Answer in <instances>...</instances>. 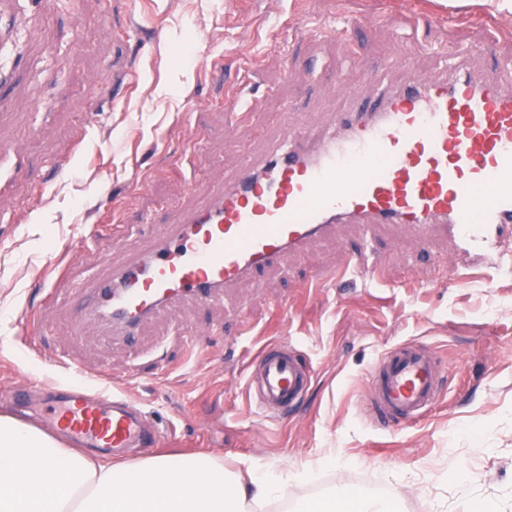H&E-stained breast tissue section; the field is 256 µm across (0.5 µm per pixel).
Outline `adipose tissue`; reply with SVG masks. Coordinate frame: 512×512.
I'll list each match as a JSON object with an SVG mask.
<instances>
[{"label": "adipose tissue", "mask_w": 512, "mask_h": 512, "mask_svg": "<svg viewBox=\"0 0 512 512\" xmlns=\"http://www.w3.org/2000/svg\"><path fill=\"white\" fill-rule=\"evenodd\" d=\"M246 469L227 472L205 452L94 458L0 415V512H267L287 502L290 474L258 460Z\"/></svg>", "instance_id": "1"}]
</instances>
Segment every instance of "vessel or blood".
Returning <instances> with one entry per match:
<instances>
[{"instance_id": "b4317fda", "label": "vessel or blood", "mask_w": 512, "mask_h": 512, "mask_svg": "<svg viewBox=\"0 0 512 512\" xmlns=\"http://www.w3.org/2000/svg\"><path fill=\"white\" fill-rule=\"evenodd\" d=\"M24 47L0 20V116L13 93ZM284 132L265 155L245 157L92 287L75 320L96 319L134 337L160 307L200 303L279 267L287 254L335 237L343 224L412 225L422 245L451 246V269L499 268L512 252V91L462 72L336 112L316 132L281 113ZM446 371L433 352L399 344L368 379L367 405L381 426L401 429L438 402ZM312 378L286 346H264L248 367L247 391L260 414L292 407ZM53 430L88 448L118 452L144 444L141 411L84 385L60 390L48 407Z\"/></svg>"}]
</instances>
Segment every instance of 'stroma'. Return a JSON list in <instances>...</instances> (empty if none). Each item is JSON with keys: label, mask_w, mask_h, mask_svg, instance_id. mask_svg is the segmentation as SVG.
<instances>
[{"label": "stroma", "mask_w": 512, "mask_h": 512, "mask_svg": "<svg viewBox=\"0 0 512 512\" xmlns=\"http://www.w3.org/2000/svg\"><path fill=\"white\" fill-rule=\"evenodd\" d=\"M165 30L146 19L128 31V0H57L20 24L30 57L15 92L27 109L0 119L16 171L0 172V415L44 427L42 407L66 382L64 365L132 397L162 441L161 453L207 452L225 470L256 459L294 472L292 499L353 487L394 496L400 512H512V267L447 273L448 245L420 255L412 228L378 232L376 280L342 285L360 230L287 255L261 286L245 282L207 306L167 304L134 339L76 324L71 313L104 269L144 248L154 220L194 204L241 151L268 147L274 115L293 109L320 127L381 91L459 65L488 78L512 60V13L482 0H155ZM329 25L361 21L342 36L274 38L300 12ZM206 37L222 70L198 72L184 44ZM132 72L134 90L115 83ZM251 90L244 116L228 114L232 83ZM71 156L69 175L49 162ZM127 224L125 249L97 222L104 196ZM85 241L78 254L69 248ZM55 252L64 273L44 300L41 269ZM254 326L238 334L241 317ZM285 343L313 368L296 409L258 414L246 366ZM430 348L448 369L434 408L402 430L376 426L365 405L370 369L392 346ZM31 390L20 413L16 391Z\"/></svg>", "instance_id": "35a3bbf8"}]
</instances>
